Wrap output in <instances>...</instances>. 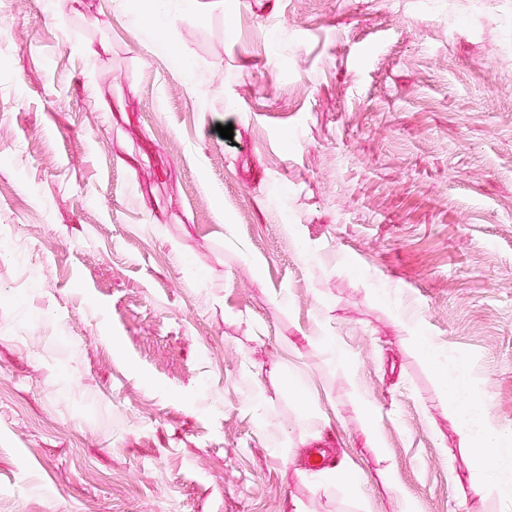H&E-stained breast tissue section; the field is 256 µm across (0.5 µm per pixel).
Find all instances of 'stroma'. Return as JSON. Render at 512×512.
I'll return each mask as SVG.
<instances>
[{
  "label": "stroma",
  "instance_id": "stroma-1",
  "mask_svg": "<svg viewBox=\"0 0 512 512\" xmlns=\"http://www.w3.org/2000/svg\"><path fill=\"white\" fill-rule=\"evenodd\" d=\"M0 232V512H506L512 0H0ZM511 444H512V436L511 434H489L485 437V445L487 448H480L481 451L485 449L499 456L502 461L509 462L511 461Z\"/></svg>",
  "mask_w": 512,
  "mask_h": 512
}]
</instances>
